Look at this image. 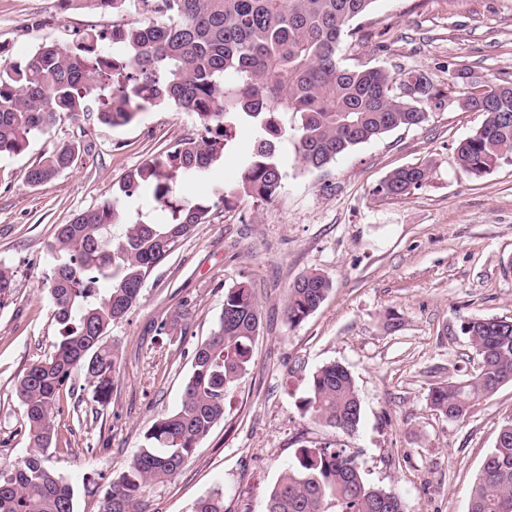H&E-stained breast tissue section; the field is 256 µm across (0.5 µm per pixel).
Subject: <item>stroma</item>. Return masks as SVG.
<instances>
[{
	"label": "stroma",
	"instance_id": "obj_1",
	"mask_svg": "<svg viewBox=\"0 0 512 512\" xmlns=\"http://www.w3.org/2000/svg\"><path fill=\"white\" fill-rule=\"evenodd\" d=\"M35 18L44 26L32 27ZM113 22L108 13L63 11L60 0H0V49L18 61L42 42ZM351 26L357 35L341 45L344 65L423 71L440 100L421 125L358 145L322 170L304 169L294 137L283 138L282 189L271 202H217L256 136L247 123L223 160L181 184L183 198L211 204V216L153 270L110 330L121 354L111 400L60 395L47 455L75 491V512H101V479L133 460L156 416L179 406L194 351L214 330L225 290L240 282L253 288L261 313L249 370L182 470L147 488L150 512H191L217 488L224 512H266L298 450L324 443L348 449L366 480L399 495L406 512H468L470 489L512 416V383L459 422L434 411L427 395L477 365L463 318H512V164L479 179L458 169L454 148L483 116L461 109L452 74L512 80V0H374ZM201 132L194 115L151 107L120 127L65 119L24 153L0 156V263L15 274L12 295L0 301V468L29 453L15 384L58 334L46 290L57 225L100 205L151 155ZM62 141L81 144L72 167L29 185L28 168ZM424 163L433 167L427 186L402 198L378 193L393 169ZM311 270L333 288L289 326L288 289ZM184 304L186 330L158 335ZM331 362L348 368L358 389L362 417L352 434L301 407L311 373Z\"/></svg>",
	"mask_w": 512,
	"mask_h": 512
}]
</instances>
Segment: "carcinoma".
I'll list each match as a JSON object with an SVG mask.
<instances>
[{
  "instance_id": "obj_1",
  "label": "carcinoma",
  "mask_w": 512,
  "mask_h": 512,
  "mask_svg": "<svg viewBox=\"0 0 512 512\" xmlns=\"http://www.w3.org/2000/svg\"><path fill=\"white\" fill-rule=\"evenodd\" d=\"M66 11L116 15L134 8L140 19L85 29L71 43L45 41L21 62L0 55V155H19L61 117L97 113L111 127L135 120L147 106H174L196 116L204 134L181 138L130 171L100 207L56 228L48 295L58 336L53 351L29 365L15 386L24 433L32 452L0 468V512H74V489L48 464L46 450L60 412V392L80 375L92 401L107 403L121 357L105 341L112 325L139 300L153 269L173 253L212 206L178 194L182 181L208 171L224 157L237 126L258 135L237 185L218 202L241 195L273 201L283 175L277 143L288 134L281 115L299 118L294 128L302 166L322 170L357 145L426 120L425 105L439 91L425 74H393L380 66L347 67L339 56L351 21L374 0H61ZM459 102L480 112L481 125L455 147L460 170L480 178L512 163V82L472 80L461 68ZM231 73L234 79L226 80ZM77 148L60 143L26 172L33 186L68 169ZM431 166L391 171L377 193L403 197L426 186ZM152 188L163 223L126 222L122 197ZM15 288L13 271L0 264V300ZM333 288L309 271L288 289L285 315L295 326L315 312ZM190 312L175 310L160 331L171 335ZM260 330L258 301L244 282L224 293L216 327L195 350L179 407L154 419L145 447L107 482L102 512H144L146 488L177 474L212 427L224 418L228 394L247 374ZM461 332L485 363L465 378L454 376L428 392L430 406L451 421L512 382V323L497 318L462 320ZM302 408L326 426L353 433L361 401L352 374L331 363L312 373ZM191 512H224L216 489ZM266 512H404L401 499L369 482L345 448L304 447L269 493ZM468 512H512V417L503 421L492 451L471 488Z\"/></svg>"
}]
</instances>
